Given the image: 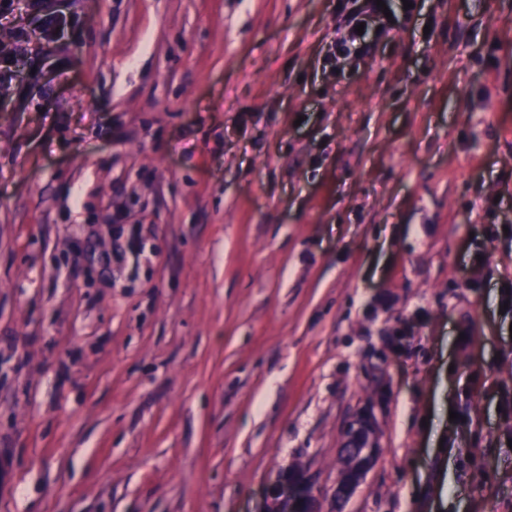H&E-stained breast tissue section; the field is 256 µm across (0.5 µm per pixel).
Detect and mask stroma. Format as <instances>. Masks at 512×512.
I'll return each mask as SVG.
<instances>
[{
  "label": "stroma",
  "instance_id": "1",
  "mask_svg": "<svg viewBox=\"0 0 512 512\" xmlns=\"http://www.w3.org/2000/svg\"><path fill=\"white\" fill-rule=\"evenodd\" d=\"M57 7L0 19V512H512V0L332 69L353 0ZM350 432L352 435L359 437L361 441L364 442V445L344 448V457L348 458L350 454H353L355 460L352 463L350 472L347 471V467H342L336 483V494L340 489L350 490L360 483L379 450L372 433L371 422L368 416L358 420L357 423L354 424V427L351 428ZM280 484L276 488L274 495L280 494L283 490L288 492V498L284 502L276 504L282 505L285 511L272 512H319L317 506L316 493L308 481L303 471L300 475L285 474L278 479ZM289 510V511H288Z\"/></svg>",
  "mask_w": 512,
  "mask_h": 512
}]
</instances>
